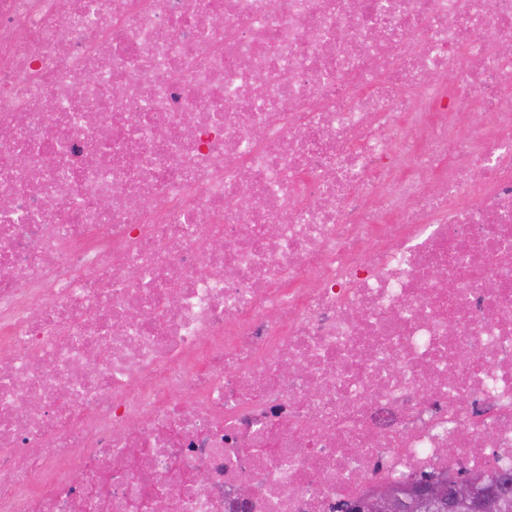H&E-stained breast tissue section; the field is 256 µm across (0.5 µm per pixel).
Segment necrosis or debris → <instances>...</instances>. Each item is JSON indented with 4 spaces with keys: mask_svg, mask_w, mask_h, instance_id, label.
<instances>
[{
    "mask_svg": "<svg viewBox=\"0 0 512 512\" xmlns=\"http://www.w3.org/2000/svg\"><path fill=\"white\" fill-rule=\"evenodd\" d=\"M507 44L512 0H0V512L511 472Z\"/></svg>",
    "mask_w": 512,
    "mask_h": 512,
    "instance_id": "4bbe7bcc",
    "label": "necrosis or debris"
}]
</instances>
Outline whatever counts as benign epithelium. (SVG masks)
Listing matches in <instances>:
<instances>
[{
  "mask_svg": "<svg viewBox=\"0 0 512 512\" xmlns=\"http://www.w3.org/2000/svg\"><path fill=\"white\" fill-rule=\"evenodd\" d=\"M415 512H509L497 487L470 479L439 477L426 487L404 485ZM404 507L392 488L376 490L355 506V512H399Z\"/></svg>",
  "mask_w": 512,
  "mask_h": 512,
  "instance_id": "7a95c632",
  "label": "benign epithelium"
}]
</instances>
